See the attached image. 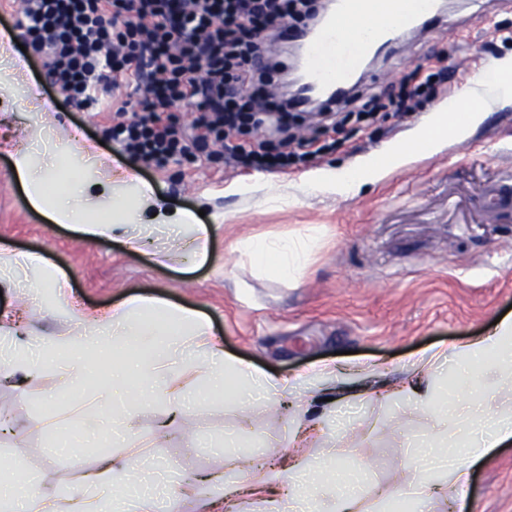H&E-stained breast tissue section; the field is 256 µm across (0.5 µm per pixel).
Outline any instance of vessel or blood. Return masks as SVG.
Wrapping results in <instances>:
<instances>
[{
	"label": "vessel or blood",
	"mask_w": 512,
	"mask_h": 512,
	"mask_svg": "<svg viewBox=\"0 0 512 512\" xmlns=\"http://www.w3.org/2000/svg\"><path fill=\"white\" fill-rule=\"evenodd\" d=\"M438 0H336L320 29L303 49L309 93L346 94L364 55L414 27H434Z\"/></svg>",
	"instance_id": "obj_1"
}]
</instances>
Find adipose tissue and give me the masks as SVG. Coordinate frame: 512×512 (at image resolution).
I'll return each instance as SVG.
<instances>
[{"label": "adipose tissue", "instance_id": "adipose-tissue-1", "mask_svg": "<svg viewBox=\"0 0 512 512\" xmlns=\"http://www.w3.org/2000/svg\"><path fill=\"white\" fill-rule=\"evenodd\" d=\"M485 93L512 98V67L501 64L495 71L475 73L447 107L438 108L434 119L419 128L412 141L393 146L382 158L356 170L318 172L310 186L346 196L357 184L409 160L416 151H435L438 131L464 136L469 124L479 118L474 100ZM11 159L30 205L53 223L74 228L85 238L120 236L134 250L141 238L128 234L127 227L137 214L153 209L170 233L176 234L177 246L190 248L199 262H207L210 225L198 223L194 213L186 210H164L148 184L139 185L136 202L115 191L111 205L96 206L81 196L86 182L63 177L49 164L41 169L33 166L28 146L19 147ZM184 227L190 228V237L181 236ZM317 240L316 227L309 226L290 238L243 240L239 250L259 271L272 272L288 283L302 277ZM31 271L39 275L38 289L22 295L8 321L0 320V338L9 343L8 368L0 372V378L7 380L18 373L29 377L51 367L73 386L90 370L89 352L133 346L137 357L115 364L111 382L98 390L99 399L112 404L110 422L119 435H127L133 427L131 404L135 401L161 399L167 414L176 418L219 392L226 404L252 421L257 407L275 406L292 388L289 381L275 379L226 353L209 323L194 311L158 299L132 298L98 316L70 308L68 334L47 337L39 351H32L18 337L22 314L44 290L64 296L68 281L43 256L0 245V287H16L21 276ZM60 347L67 349L66 359L51 360V352ZM450 356L460 362L453 380L456 405L451 410L443 406L431 386L412 388L415 410L431 421L428 432L416 442L417 452L408 458L418 479L410 487L388 488L383 501H401L412 491L429 500L439 490L447 491L449 500L458 501L470 482L473 463L512 442V316L500 319L485 335L420 354L412 364L414 376L427 375ZM292 460L290 500L303 512H375L358 486L341 475L338 449H331L317 464L299 448ZM82 479L83 492L77 497L70 495L66 481L40 489L32 479H23L0 494V512H157V498L146 491L153 475L140 459L95 457Z\"/></svg>", "mask_w": 512, "mask_h": 512}]
</instances>
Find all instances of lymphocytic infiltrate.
Listing matches in <instances>:
<instances>
[{
    "label": "lymphocytic infiltrate",
    "instance_id": "f902f5d3",
    "mask_svg": "<svg viewBox=\"0 0 512 512\" xmlns=\"http://www.w3.org/2000/svg\"><path fill=\"white\" fill-rule=\"evenodd\" d=\"M22 45L41 57L67 102L99 105L112 88L135 79L130 121L104 131L132 160L160 167L191 158L209 141L261 129L265 140L231 147L245 167L275 169L314 157L315 139L293 133L305 118L270 93L266 36H288L313 18V0H12ZM443 71L412 72L398 90L360 100L352 94L320 108L322 128L380 112L412 113L431 99ZM191 106L193 123L177 128L172 110Z\"/></svg>",
    "mask_w": 512,
    "mask_h": 512
}]
</instances>
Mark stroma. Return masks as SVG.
<instances>
[{
    "label": "stroma",
    "mask_w": 512,
    "mask_h": 512,
    "mask_svg": "<svg viewBox=\"0 0 512 512\" xmlns=\"http://www.w3.org/2000/svg\"><path fill=\"white\" fill-rule=\"evenodd\" d=\"M508 60L512 0H455L441 32L409 33L359 82L379 93L423 61L447 69L444 93L408 117L390 113L375 125L346 126L339 146L320 159L268 170L207 151L141 167L119 143L104 142L111 113L63 106L40 62L27 59L25 82L38 101L21 90L0 97V244L45 255L70 279L67 302L88 312L141 296L200 313L226 352L296 388L288 405L261 414L254 428L217 398L161 435L165 407L145 401L122 444L107 421L111 406L96 394L111 373L104 355H96V371L75 397L50 370L20 388L1 386L0 416L12 431L0 436V456L10 461L0 468V489L26 475L44 488L63 476L76 482L88 459L103 454L176 464L171 477L178 484L207 471H223L230 482L248 470L282 471L290 434L312 416L320 433L308 444L309 457H320L326 433H334L341 467L368 499L380 487L411 481L402 462L409 436L421 433L425 420L393 386L409 377L416 353L482 335L512 314V207L491 208L486 196L491 188L512 190V102L486 103L465 139L447 137L435 153L387 169L352 195L306 184L319 171L361 166L411 140L475 71ZM38 102L54 109L62 128L101 143L102 153L150 184L168 210L204 211L212 226L208 262L195 263L190 250L155 235L138 251L119 237L85 240L33 209L8 149L40 129ZM281 192L289 203H271ZM309 225L321 237L299 282L259 273L238 252L243 239L293 236ZM326 364L335 365V380L315 381ZM308 392L314 404H305ZM228 434L237 447L225 448ZM461 505L462 512H512V443L474 463Z\"/></svg>",
    "instance_id": "35a3bbf8"
}]
</instances>
